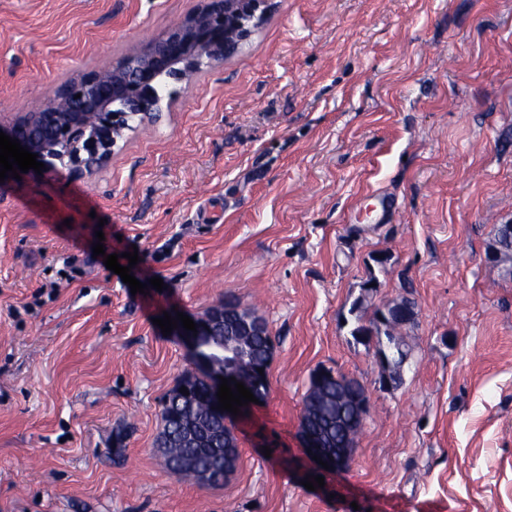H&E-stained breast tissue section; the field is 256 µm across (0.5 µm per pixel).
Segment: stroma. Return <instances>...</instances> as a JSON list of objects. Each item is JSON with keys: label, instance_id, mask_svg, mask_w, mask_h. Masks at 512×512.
Wrapping results in <instances>:
<instances>
[{"label": "stroma", "instance_id": "35a3bbf8", "mask_svg": "<svg viewBox=\"0 0 512 512\" xmlns=\"http://www.w3.org/2000/svg\"><path fill=\"white\" fill-rule=\"evenodd\" d=\"M201 5L0 0V119ZM176 89L95 175L0 184V512H512V278L489 256L512 221V0H272ZM99 240L137 251L145 293L83 264ZM407 292L393 385L349 308ZM228 293L267 324L270 393L224 484L180 481L156 440L192 364L156 320ZM322 367L370 405L325 475L299 441Z\"/></svg>", "mask_w": 512, "mask_h": 512}]
</instances>
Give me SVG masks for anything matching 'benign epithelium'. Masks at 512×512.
Wrapping results in <instances>:
<instances>
[{
  "label": "benign epithelium",
  "mask_w": 512,
  "mask_h": 512,
  "mask_svg": "<svg viewBox=\"0 0 512 512\" xmlns=\"http://www.w3.org/2000/svg\"><path fill=\"white\" fill-rule=\"evenodd\" d=\"M268 0H204L202 7L185 20L173 26L163 35L146 44L131 49L121 65H110L93 70L71 81L64 92L50 97L46 110L25 112L5 124L0 121V131L20 142V145L37 155V161L45 164V172L55 170L54 158L45 154L41 145L24 139L19 131L41 125L45 118L54 116L59 129L74 132L90 124L101 128L102 134L116 140L124 125L116 123L119 116L113 114L117 96L128 88L136 93L135 102L143 108L146 102L160 105L156 78L169 65L183 58L189 48H194V64L177 70V78L192 81L202 72L203 66H211L231 59L240 49L250 27L258 22L267 11ZM110 153L102 151L96 143L90 142L86 150L67 164L69 173L75 178L92 176L103 167ZM222 309L215 308L203 317L194 319L196 331H187L177 325L174 335L181 337L187 345L195 366V373L207 376L211 392V407L217 409V392L221 378H235L240 382L236 366L243 357L242 344L225 342L217 351L207 357L201 353V344L214 335L215 327L223 323ZM270 362L261 364L263 372H254L256 380L244 382L256 399H262L260 385L269 379ZM345 409L349 412L346 425V439H351L362 428L369 412L366 396L355 392L344 396ZM302 448L308 457L316 456L329 466L334 473L350 465L352 459L349 444L332 452L323 448L320 436L313 430L302 427L299 431Z\"/></svg>",
  "instance_id": "benign-epithelium-1"
}]
</instances>
